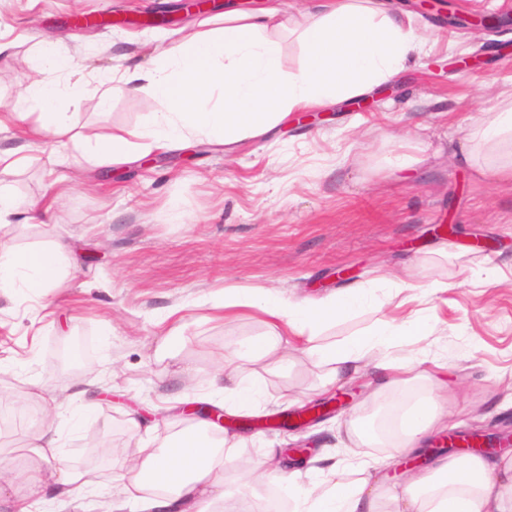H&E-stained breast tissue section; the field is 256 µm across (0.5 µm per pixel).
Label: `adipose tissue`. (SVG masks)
<instances>
[{
  "instance_id": "1",
  "label": "adipose tissue",
  "mask_w": 512,
  "mask_h": 512,
  "mask_svg": "<svg viewBox=\"0 0 512 512\" xmlns=\"http://www.w3.org/2000/svg\"><path fill=\"white\" fill-rule=\"evenodd\" d=\"M278 0L262 8L224 14V25L184 39L165 62L146 70L127 68L121 79L132 91L158 98L164 110L146 136L151 146L167 147L197 131L227 143L241 134H259L286 111L356 96L393 80L420 45L409 15L392 10L386 0H321L318 13L301 34L306 61L298 73L280 67L281 47L271 35L282 27ZM77 87L36 80L24 87L5 120L22 118L25 106L41 108L39 130L62 131L68 107L78 98ZM62 245L20 252L0 246V288L24 280L29 288H48L66 273ZM366 290L348 289L303 304L291 305L261 288H228L220 307L225 315L250 311L267 316L276 331L247 347L249 355H274L283 334L296 336L367 305ZM425 322L412 326L393 322L379 330L331 347H310L319 362L332 364L330 379L347 374L375 346L407 343L409 336L427 333ZM218 379L224 400L239 411L251 409L256 387L238 378L235 357L224 359ZM447 393L411 406L393 405L399 415L395 437L399 446H415L448 427L443 403ZM232 441L186 432L158 450L145 454L139 465L120 472L118 479L139 512H210L220 502L234 512L238 500L224 492ZM57 448L52 430L28 443V469L18 479L0 483V512H38L47 494H68L84 482V473L51 465ZM281 451L266 448L262 468L271 481L287 489L298 512H382L374 466L345 461L327 468L328 480L318 490L303 488L295 475L279 468ZM355 483H348L350 471ZM394 512H512V454L467 455L436 460L432 471L418 470L403 485L389 490Z\"/></svg>"
}]
</instances>
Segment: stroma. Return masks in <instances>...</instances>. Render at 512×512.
<instances>
[{"label": "stroma", "mask_w": 512, "mask_h": 512, "mask_svg": "<svg viewBox=\"0 0 512 512\" xmlns=\"http://www.w3.org/2000/svg\"><path fill=\"white\" fill-rule=\"evenodd\" d=\"M178 0H0V31L15 39L0 55V107L13 105L42 48L72 60L59 82L85 92L69 108L55 139L29 135L37 114L9 123L0 150L24 162L0 174V186L37 202L44 215L27 224L11 217L0 244L19 251L66 247L68 276L56 287L0 288V402L20 415L0 444L24 454L30 438L52 429L56 464L91 471L90 486L49 500L40 512H134L116 476L123 459L97 461L90 436L122 447L156 448L193 429L182 408L223 407L212 386L220 358L271 332L267 322L221 320L225 289L264 288L298 303L347 288L370 290L373 303L321 327L313 342L338 345L395 317L419 318L430 335L377 347L352 378L332 382L305 350L243 358L239 377L261 387L242 420L284 414L344 398L331 416L302 430L241 428L225 480L231 496L262 497L252 471L268 444L309 442L311 461L297 466L311 487L314 466L343 459L376 465L380 490L400 481L401 448L372 441L392 404L446 385L458 431H512V164L508 150L456 158L476 121L512 95V0H442L418 10L416 0H388L412 13L423 51L394 81L390 95L369 93L324 105V120L299 112L259 135L232 144L190 136L164 149L143 135L163 104L129 91L125 67L151 68L157 47L176 51L196 31L193 16L175 28L79 27L72 19L135 15ZM317 0H282L287 28L275 31L280 66L305 61L300 33ZM495 14V31L471 28V15ZM108 106H101V93ZM123 137L129 156L100 163L77 146L82 135ZM454 226L441 234L440 224ZM413 267L407 303L395 308L388 277ZM176 357L160 353L170 331ZM77 340L82 356L61 369L62 344ZM400 359L409 382L389 385L380 362Z\"/></svg>", "instance_id": "1"}]
</instances>
